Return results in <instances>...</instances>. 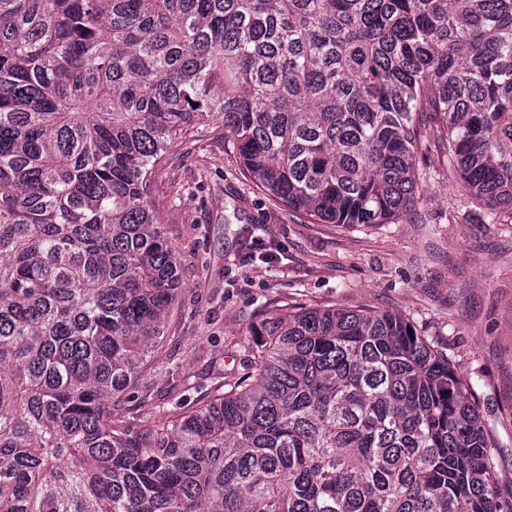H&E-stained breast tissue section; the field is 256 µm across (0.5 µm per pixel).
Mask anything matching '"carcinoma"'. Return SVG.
Returning a JSON list of instances; mask_svg holds the SVG:
<instances>
[{
	"instance_id": "cac0c4a2",
	"label": "carcinoma",
	"mask_w": 512,
	"mask_h": 512,
	"mask_svg": "<svg viewBox=\"0 0 512 512\" xmlns=\"http://www.w3.org/2000/svg\"><path fill=\"white\" fill-rule=\"evenodd\" d=\"M215 121L325 224L411 211L432 128L494 220L512 0H0V512H512L472 385L393 312H270L254 371L112 420L181 289L153 170Z\"/></svg>"
}]
</instances>
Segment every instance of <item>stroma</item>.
<instances>
[{"mask_svg":"<svg viewBox=\"0 0 512 512\" xmlns=\"http://www.w3.org/2000/svg\"><path fill=\"white\" fill-rule=\"evenodd\" d=\"M421 196L392 224H315L289 215L244 175L224 128L185 138L154 175L153 197L181 263L162 348L117 420H160L206 401L250 367L263 312L296 307L401 314L469 381L502 493L512 492V224H491L461 191L437 137ZM277 261H246L251 237Z\"/></svg>","mask_w":512,"mask_h":512,"instance_id":"obj_1","label":"stroma"}]
</instances>
